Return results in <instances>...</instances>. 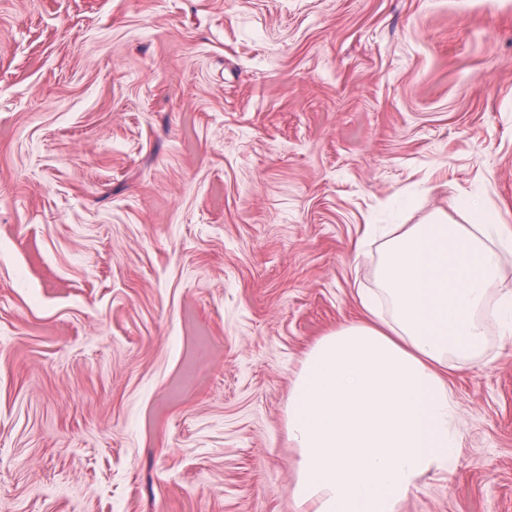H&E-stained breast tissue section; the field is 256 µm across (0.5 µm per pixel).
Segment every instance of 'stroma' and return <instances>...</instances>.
I'll use <instances>...</instances> for the list:
<instances>
[{"mask_svg": "<svg viewBox=\"0 0 512 512\" xmlns=\"http://www.w3.org/2000/svg\"><path fill=\"white\" fill-rule=\"evenodd\" d=\"M512 228V0H0V512H299L292 380L373 224ZM398 512H512V337Z\"/></svg>", "mask_w": 512, "mask_h": 512, "instance_id": "35a3bbf8", "label": "stroma"}]
</instances>
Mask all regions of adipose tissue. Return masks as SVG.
<instances>
[{
  "mask_svg": "<svg viewBox=\"0 0 512 512\" xmlns=\"http://www.w3.org/2000/svg\"><path fill=\"white\" fill-rule=\"evenodd\" d=\"M470 223L438 215L387 225L362 317L318 340L288 398L299 459L293 498L309 512H397L429 473L457 465L459 404L449 371L483 363L490 332L512 334L502 286L512 239L465 203Z\"/></svg>",
  "mask_w": 512,
  "mask_h": 512,
  "instance_id": "1",
  "label": "adipose tissue"
}]
</instances>
